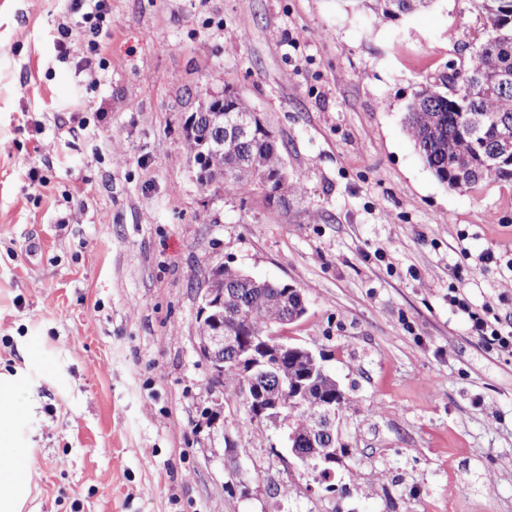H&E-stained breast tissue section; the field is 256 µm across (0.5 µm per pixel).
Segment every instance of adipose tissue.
<instances>
[{
    "label": "adipose tissue",
    "mask_w": 512,
    "mask_h": 512,
    "mask_svg": "<svg viewBox=\"0 0 512 512\" xmlns=\"http://www.w3.org/2000/svg\"><path fill=\"white\" fill-rule=\"evenodd\" d=\"M14 416V394L0 379V512H19L24 489L34 475L24 454L13 445L10 423Z\"/></svg>",
    "instance_id": "ef3b65f1"
}]
</instances>
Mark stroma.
<instances>
[{
    "label": "stroma",
    "instance_id": "obj_1",
    "mask_svg": "<svg viewBox=\"0 0 512 512\" xmlns=\"http://www.w3.org/2000/svg\"><path fill=\"white\" fill-rule=\"evenodd\" d=\"M61 58L66 0H0V374L22 512H512V359L448 291L512 324V181L458 193L403 129L488 32L473 0L381 22L362 0H106ZM233 89L287 145V206L203 189L199 99ZM493 250L497 260L480 261ZM300 288L350 448L320 491L225 405L196 350L207 270ZM290 485V496L280 492ZM68 9L70 11H77L82 9L85 5L84 2H95L91 12H86L82 15V25L79 27L71 25L70 22H62L57 26V48L61 52V58H66L70 54V48L73 44L84 43L90 51H97L99 41L97 40L100 35V22L104 15L105 3L104 0H73ZM85 23V25H83ZM88 24V25H87ZM448 306L451 310L464 315L469 331L488 351L512 356V325L502 324L493 314V307L490 304L483 305L479 310L459 288H452L448 291Z\"/></svg>",
    "mask_w": 512,
    "mask_h": 512
}]
</instances>
